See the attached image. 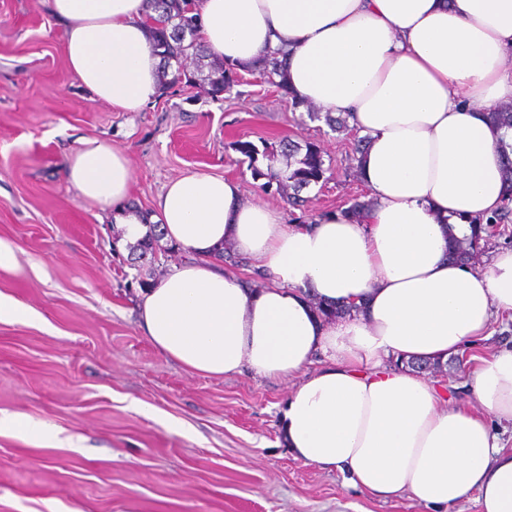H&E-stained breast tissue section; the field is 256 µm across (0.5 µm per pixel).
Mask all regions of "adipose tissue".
Segmentation results:
<instances>
[{
    "mask_svg": "<svg viewBox=\"0 0 512 512\" xmlns=\"http://www.w3.org/2000/svg\"><path fill=\"white\" fill-rule=\"evenodd\" d=\"M66 23L65 58L95 100L137 112L158 91L160 58L143 24L146 0H52ZM208 54L246 67L286 49L303 99L347 112L368 146L365 222L331 211L286 224L246 204L239 182L191 173L168 184L156 212L122 209L132 181L111 144L83 140L68 176L81 198L111 211L126 237L160 225L196 255L143 293V331L190 373L298 376L279 431L294 459L341 473L346 488L427 512L475 498L512 512V449L490 419L512 423V350L463 365L477 409L447 403L409 360L447 362L512 320V251L486 270L448 259L445 220L500 208L499 139L485 119L512 102V0H201ZM233 245L271 278L256 288L218 271ZM361 304L325 319L311 297ZM327 365L313 368L315 356Z\"/></svg>",
    "mask_w": 512,
    "mask_h": 512,
    "instance_id": "ef3b65f1",
    "label": "adipose tissue"
}]
</instances>
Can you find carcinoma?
Wrapping results in <instances>:
<instances>
[{
    "label": "carcinoma",
    "mask_w": 512,
    "mask_h": 512,
    "mask_svg": "<svg viewBox=\"0 0 512 512\" xmlns=\"http://www.w3.org/2000/svg\"><path fill=\"white\" fill-rule=\"evenodd\" d=\"M147 3L149 9L158 12L155 17L146 15V23L150 46L162 60V88L173 87L179 82L198 84L211 99L222 101L248 75L274 87L292 110L306 108L309 120L322 119L334 132L349 129V115L335 116L331 112L322 114L294 95L286 79L287 61L281 50L263 56L259 62L241 71L224 64V60L215 58L211 61L209 75L203 80L198 79L196 71L190 69L187 62L200 61L206 54L198 37L200 16L197 10L191 9V0H147ZM488 119L498 128L511 129L512 102L499 105L488 113ZM233 147L245 157L254 177L266 179L264 187L274 186L279 192H288V203L293 208L302 207L306 203V198L301 196L304 189L328 179L326 173L330 171V166L326 165L323 152L314 141H307L303 146L289 141L280 150L266 143L260 150L250 141H237ZM498 152L504 172L505 205L490 216L469 219L468 232L462 235L449 231L450 254L460 263H475L489 241L502 235L505 224L512 221V144L501 142ZM371 206L372 201L359 196L352 199L344 214L361 221ZM152 228L154 232L131 246L130 251H138L143 256L148 253L155 255L175 251V246L162 243L163 234L156 231L158 225L154 224ZM315 310L324 318H338L352 311L358 312L360 307H333L318 300L315 302Z\"/></svg>",
    "instance_id": "carcinoma-1"
}]
</instances>
